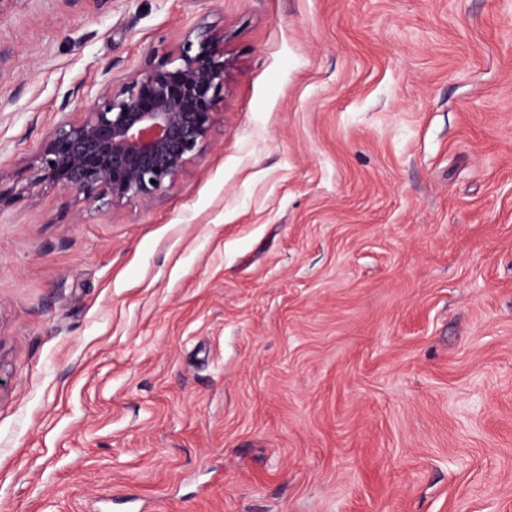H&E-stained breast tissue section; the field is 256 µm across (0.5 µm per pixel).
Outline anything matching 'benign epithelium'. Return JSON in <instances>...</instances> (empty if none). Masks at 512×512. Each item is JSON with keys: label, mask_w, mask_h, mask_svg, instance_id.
Wrapping results in <instances>:
<instances>
[{"label": "benign epithelium", "mask_w": 512, "mask_h": 512, "mask_svg": "<svg viewBox=\"0 0 512 512\" xmlns=\"http://www.w3.org/2000/svg\"><path fill=\"white\" fill-rule=\"evenodd\" d=\"M222 41L210 29L192 31L178 64L132 73L120 87L104 71L93 103L69 113L41 143L30 185L102 206L150 205L209 138L224 86Z\"/></svg>", "instance_id": "1"}]
</instances>
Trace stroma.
<instances>
[{"label":"stroma","instance_id":"1","mask_svg":"<svg viewBox=\"0 0 512 512\" xmlns=\"http://www.w3.org/2000/svg\"><path fill=\"white\" fill-rule=\"evenodd\" d=\"M223 38L149 206L29 183ZM0 512H512V0H0Z\"/></svg>","mask_w":512,"mask_h":512}]
</instances>
